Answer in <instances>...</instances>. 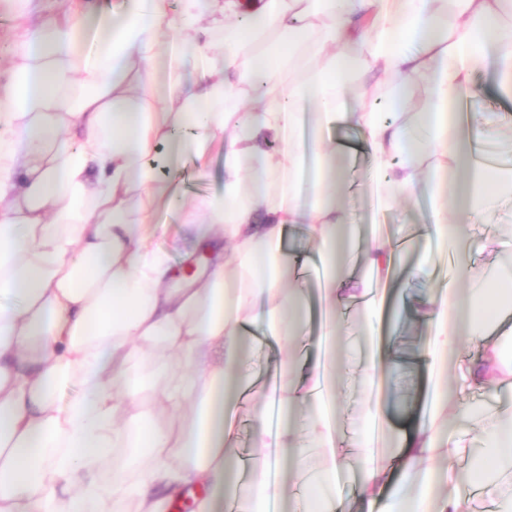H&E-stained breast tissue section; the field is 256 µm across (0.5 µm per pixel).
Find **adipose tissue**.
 <instances>
[{
	"label": "adipose tissue",
	"mask_w": 512,
	"mask_h": 512,
	"mask_svg": "<svg viewBox=\"0 0 512 512\" xmlns=\"http://www.w3.org/2000/svg\"><path fill=\"white\" fill-rule=\"evenodd\" d=\"M11 66L0 81V512H169L191 484L208 489L195 512L226 496L267 512L274 462L265 403L253 407L255 444L239 476L227 446L230 404L245 333L258 314L277 344L302 320L306 289L284 253L287 233L315 245L319 294L345 329L360 308L381 317L380 285L424 274L440 254L459 256L470 220L488 203L500 164L479 165L477 144L498 146L481 113L457 122L451 104L491 66L512 94V0H66L36 27L8 31ZM373 76L390 120L354 77ZM342 123L369 150L379 209L430 199L414 237L428 249L380 237L363 244L375 287H345L348 224L336 202ZM189 155L196 179L224 160L221 192L191 197L151 161ZM183 215V237L211 253L178 285L173 247L158 244V209ZM460 292L431 299L425 316L441 370L455 343H473L470 385L512 390V326L473 315L497 281L461 261ZM147 360L154 382L131 373ZM384 342L368 359L369 388L354 446L366 448L351 501L332 491L345 459L333 444L330 368L281 361L280 454L313 512H464L449 487V450L469 421L458 394L431 420L406 418L395 451L371 450L390 421L374 392L382 373L419 361ZM483 446L469 472L496 512H512V409L487 408ZM112 476L110 486L99 477Z\"/></svg>",
	"instance_id": "ef3b65f1"
}]
</instances>
